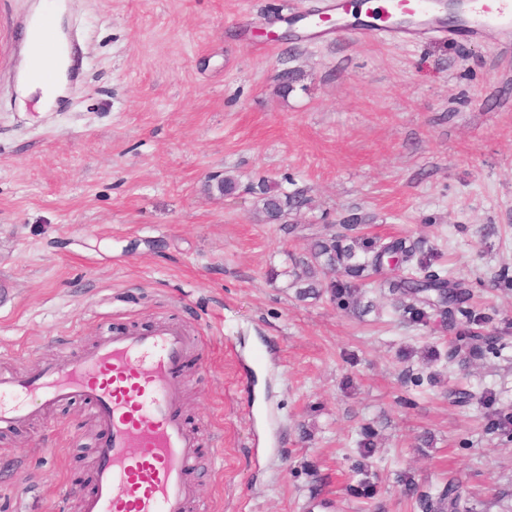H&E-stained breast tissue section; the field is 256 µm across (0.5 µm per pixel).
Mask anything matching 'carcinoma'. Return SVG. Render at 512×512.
Returning a JSON list of instances; mask_svg holds the SVG:
<instances>
[{"label": "carcinoma", "mask_w": 512, "mask_h": 512, "mask_svg": "<svg viewBox=\"0 0 512 512\" xmlns=\"http://www.w3.org/2000/svg\"><path fill=\"white\" fill-rule=\"evenodd\" d=\"M258 194L260 212L269 224L280 222L288 212L307 204V198L302 195L280 194L264 182L259 185ZM369 221V216L352 212L339 219V231L311 241L305 258L294 263L290 271L298 298L317 299L326 295L341 310L360 317L374 308L372 302H364L368 288L389 260L394 259L399 273L384 281L392 307L409 323L426 326L437 323L454 334L446 352L432 349L428 361L443 358L451 363L461 355L481 358L493 349L494 336L486 329L494 317L471 302L467 283L448 278L443 269H434L439 256L422 239L397 237L382 242L360 233ZM486 431L512 436V411L489 413ZM374 436L375 431L368 430L358 442L360 460L353 465L357 473L365 471L364 460L374 453ZM398 483L420 512H473L468 492L455 479L448 480L434 495L420 491L409 471L399 474Z\"/></svg>", "instance_id": "cac0c4a2"}]
</instances>
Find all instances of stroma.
<instances>
[{"label":"stroma","mask_w":512,"mask_h":512,"mask_svg":"<svg viewBox=\"0 0 512 512\" xmlns=\"http://www.w3.org/2000/svg\"><path fill=\"white\" fill-rule=\"evenodd\" d=\"M77 54L64 107L21 96L24 24L40 4ZM291 0H0V360L31 372L105 333L180 322L181 414L215 457L191 512H417L455 478L476 512H512V439L448 388L491 389L512 410V333L470 363L435 325H406L384 290L363 317L298 300L288 275L312 237L355 209L370 237L441 253L476 303L512 320V52L490 39L394 44L350 28L297 38ZM294 76L281 93L278 76ZM239 185L231 196L215 176ZM303 192L286 225L257 215L259 182ZM277 279H269L270 271ZM354 354L356 364L345 360ZM380 437L363 500L352 465ZM104 438L89 406L0 431V512H79Z\"/></svg>","instance_id":"obj_1"}]
</instances>
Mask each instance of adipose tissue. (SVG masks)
<instances>
[{
  "label": "adipose tissue",
  "mask_w": 512,
  "mask_h": 512,
  "mask_svg": "<svg viewBox=\"0 0 512 512\" xmlns=\"http://www.w3.org/2000/svg\"><path fill=\"white\" fill-rule=\"evenodd\" d=\"M53 26L57 42L56 56L46 60L27 55L19 78L20 92L40 90L41 109L45 112L54 108L58 98L63 94L69 80V71L74 64L63 18H56Z\"/></svg>",
  "instance_id": "adipose-tissue-1"
}]
</instances>
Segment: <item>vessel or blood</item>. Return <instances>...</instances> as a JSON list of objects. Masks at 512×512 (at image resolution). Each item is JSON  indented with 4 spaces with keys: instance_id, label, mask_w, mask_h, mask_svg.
I'll use <instances>...</instances> for the list:
<instances>
[{
    "instance_id": "vessel-or-blood-1",
    "label": "vessel or blood",
    "mask_w": 512,
    "mask_h": 512,
    "mask_svg": "<svg viewBox=\"0 0 512 512\" xmlns=\"http://www.w3.org/2000/svg\"><path fill=\"white\" fill-rule=\"evenodd\" d=\"M385 25L368 21L392 41L442 34L434 0H394ZM348 0H320L315 14L327 40L345 31ZM462 29L494 36L512 50V0H464ZM190 349L184 328L171 320L145 330H116L91 350L31 373L0 370V429L11 430L50 407L80 398L94 410L106 439L97 450V486L80 512H188L195 497L192 473L204 450L181 418L183 359Z\"/></svg>"
}]
</instances>
